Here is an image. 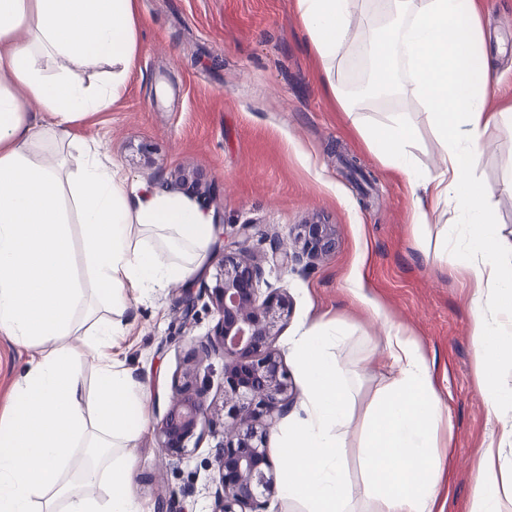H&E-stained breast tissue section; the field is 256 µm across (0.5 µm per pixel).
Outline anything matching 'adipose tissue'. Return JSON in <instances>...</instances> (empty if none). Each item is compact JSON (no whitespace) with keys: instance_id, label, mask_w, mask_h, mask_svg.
Returning <instances> with one entry per match:
<instances>
[{"instance_id":"ef3b65f1","label":"adipose tissue","mask_w":512,"mask_h":512,"mask_svg":"<svg viewBox=\"0 0 512 512\" xmlns=\"http://www.w3.org/2000/svg\"><path fill=\"white\" fill-rule=\"evenodd\" d=\"M390 23L353 25L357 0H296L321 63L322 85L368 149L402 172L414 198L417 241L428 234L427 203L464 218L465 244L439 253L473 282L471 317L483 368L482 395L498 422L482 451L470 512L512 502L501 450L512 447V388L497 384L512 359V239L483 200L493 191L474 175L490 130L512 133L511 112H491L478 0H387ZM137 0H0V334L40 352L15 380L0 418V512H141L126 448L146 424L144 384L112 355L137 297L202 267L214 237L209 216L190 202L134 182L104 162L99 143L79 141L89 114L118 100L138 50ZM361 44L380 85L414 101L442 150L415 168L417 138L402 113L367 124L336 83L335 67ZM109 65L101 85L79 70ZM45 114L34 126L27 111ZM78 147L68 166L59 147ZM83 231V274L73 264L72 224ZM97 352L94 391L77 371L69 337ZM350 336L335 323L293 343L305 380V417L284 436L281 496L305 512H444L442 450L448 425L441 393L420 346L389 326L379 362L395 371L370 404L361 437L362 487L353 490L344 454L357 373L341 358ZM106 486V497L94 490Z\"/></svg>"}]
</instances>
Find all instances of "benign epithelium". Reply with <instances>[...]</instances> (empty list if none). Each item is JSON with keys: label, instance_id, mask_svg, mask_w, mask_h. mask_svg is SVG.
<instances>
[{"label": "benign epithelium", "instance_id": "obj_1", "mask_svg": "<svg viewBox=\"0 0 512 512\" xmlns=\"http://www.w3.org/2000/svg\"><path fill=\"white\" fill-rule=\"evenodd\" d=\"M294 240L301 252L281 241L269 256L247 257L240 242L224 246L216 285L209 289L218 315L213 331L191 352L174 382L169 409L156 427L160 452L183 455L202 423L213 421L205 392L198 386L199 365L224 361V426L215 462L220 490L213 512H265L276 486L269 456V425L288 412L295 392L274 342L289 316V300L279 288H266L264 263L288 268L300 256L322 258L336 246L331 224H299Z\"/></svg>", "mask_w": 512, "mask_h": 512}]
</instances>
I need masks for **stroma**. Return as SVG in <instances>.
<instances>
[{
    "mask_svg": "<svg viewBox=\"0 0 512 512\" xmlns=\"http://www.w3.org/2000/svg\"><path fill=\"white\" fill-rule=\"evenodd\" d=\"M485 47L500 80L488 109H512V0H479ZM139 53L121 97L87 118L79 129L99 141L106 160L133 180L192 200L234 236L252 225L246 250H269L298 224L334 225L336 248L318 260L301 258L285 270L266 271L283 289L291 313L275 340L296 390L286 416L268 439L281 462L282 433L304 414L305 382L291 344L327 320L348 330L356 344L342 353L358 370L352 434L345 470L360 483V430L377 389L391 372L370 353L387 326L401 328L434 362L450 419L442 462L447 476L445 512H470L480 451L496 423L486 410L474 353L471 291L466 279L435 262L444 206L427 207L429 234L418 248L412 232L413 199L405 176L383 166L367 149L336 99L321 84V65L294 7V0H139ZM354 108L364 122L404 113L419 140L421 169H434L438 143L407 101L367 96ZM512 162V136L490 131L476 162L478 179L495 187L492 211L512 230V193L500 185ZM196 174L197 185L179 184L175 171ZM217 250H208L201 271L186 286L199 298L182 322L180 290L170 282L132 301L128 333L113 347L148 388V425L128 448L137 461L134 493L145 512H212L219 473L215 447L222 424L202 425L201 440L187 455L161 457L155 427L169 406L173 384L193 348L218 316L208 297L218 272ZM362 276L363 299L348 289ZM377 304L382 317L366 309ZM38 348L0 335V407ZM193 488L170 502V492Z\"/></svg>",
    "mask_w": 512,
    "mask_h": 512,
    "instance_id": "1",
    "label": "stroma"
}]
</instances>
